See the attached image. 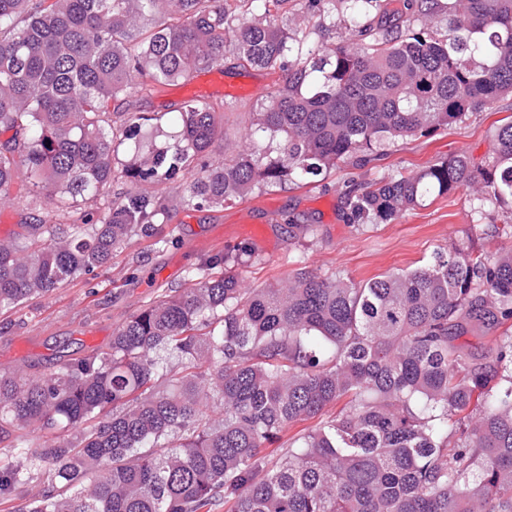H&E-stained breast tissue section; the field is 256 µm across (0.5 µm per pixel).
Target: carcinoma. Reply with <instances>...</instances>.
<instances>
[{
	"label": "carcinoma",
	"mask_w": 512,
	"mask_h": 512,
	"mask_svg": "<svg viewBox=\"0 0 512 512\" xmlns=\"http://www.w3.org/2000/svg\"><path fill=\"white\" fill-rule=\"evenodd\" d=\"M291 0H0V205L21 187L72 227L0 242V310L102 267L129 236L156 238L169 195L134 189L183 180L182 206L216 208L255 188L366 166L398 139L464 122L512 94V0H380L344 5L352 41L311 49L307 33L252 19ZM447 21L443 31L421 23ZM235 52L286 73L231 158L198 162L221 117L182 102L172 131L120 113L132 86H176ZM482 166L451 152L414 174L353 183L357 224H387L429 196L478 187L512 204V122ZM133 144L116 161L118 147ZM132 189L118 200L109 188ZM512 253L469 243L421 266L355 284L302 266L284 287H252L217 255L196 282L141 309L107 349L30 379L0 374V498L38 478L22 512H512ZM503 328L490 342L466 335ZM175 357L180 367L170 369ZM220 397L211 418L199 395ZM345 400L271 460L291 422ZM42 432L35 446L25 431ZM54 468L44 470V463Z\"/></svg>",
	"instance_id": "1"
}]
</instances>
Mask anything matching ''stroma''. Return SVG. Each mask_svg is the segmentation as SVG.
<instances>
[{
    "instance_id": "1",
    "label": "stroma",
    "mask_w": 512,
    "mask_h": 512,
    "mask_svg": "<svg viewBox=\"0 0 512 512\" xmlns=\"http://www.w3.org/2000/svg\"><path fill=\"white\" fill-rule=\"evenodd\" d=\"M224 75L259 90L234 96L214 95L224 116L205 161L225 158L240 149L254 129L258 112L271 92L282 86L281 71L242 69L233 55L219 64ZM207 94L205 84L188 78L182 88L131 89L124 106L169 126L171 113L188 94ZM512 121V96L498 99L461 124L410 137L387 146L380 159L366 166L347 161L302 185L255 189L221 208H176L163 233L168 246L131 236L114 251L111 261L47 295L33 296L24 308L0 312V373L37 377L50 367L108 347L114 332L143 306L179 288L215 254L233 251L246 261L245 275L256 286L285 283L294 269L307 266L356 283L366 282L423 263L439 248L467 240L496 255L512 252V236L485 237L484 224L512 221V210H478L477 193L463 187L448 196L404 212L389 224L359 226L343 209L344 192L354 181L388 174L414 173L448 152L467 153L474 163L492 156L495 130ZM86 203L59 216L43 196L15 192L0 207V241L19 225L42 219L69 232L81 214L94 211ZM311 225L304 238L292 239L283 226L289 217Z\"/></svg>"
}]
</instances>
